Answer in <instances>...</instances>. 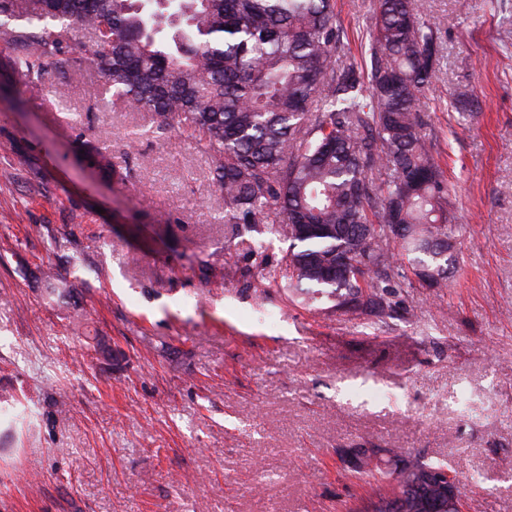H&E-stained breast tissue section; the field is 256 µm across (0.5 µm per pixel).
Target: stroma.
Returning <instances> with one entry per match:
<instances>
[{
  "instance_id": "stroma-1",
  "label": "stroma",
  "mask_w": 512,
  "mask_h": 512,
  "mask_svg": "<svg viewBox=\"0 0 512 512\" xmlns=\"http://www.w3.org/2000/svg\"><path fill=\"white\" fill-rule=\"evenodd\" d=\"M373 0H336L368 58ZM441 45L426 132L458 269L372 324L254 282L286 243L225 223L209 157L151 115L55 91L0 47V512H348L340 448L447 461L464 512H512V0H422ZM142 138L106 176L80 144ZM93 306L87 349L52 279ZM384 392L381 401L373 392Z\"/></svg>"
}]
</instances>
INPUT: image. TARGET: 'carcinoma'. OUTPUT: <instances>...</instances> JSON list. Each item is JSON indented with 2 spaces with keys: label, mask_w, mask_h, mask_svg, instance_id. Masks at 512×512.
I'll use <instances>...</instances> for the list:
<instances>
[{
  "label": "carcinoma",
  "mask_w": 512,
  "mask_h": 512,
  "mask_svg": "<svg viewBox=\"0 0 512 512\" xmlns=\"http://www.w3.org/2000/svg\"><path fill=\"white\" fill-rule=\"evenodd\" d=\"M0 0V44L30 84L95 68L99 100L152 114L151 133L177 130L212 159L224 223L258 224L289 242L274 286L306 305L382 319L398 288L447 285L457 265L449 190L432 159L421 98L438 72L436 26L420 0H377L370 66L344 52L335 0ZM171 34L157 38L160 24ZM94 33L92 53L72 43ZM87 162L113 171L89 141ZM387 470L364 472L392 498L442 460L384 449Z\"/></svg>",
  "instance_id": "carcinoma-1"
}]
</instances>
